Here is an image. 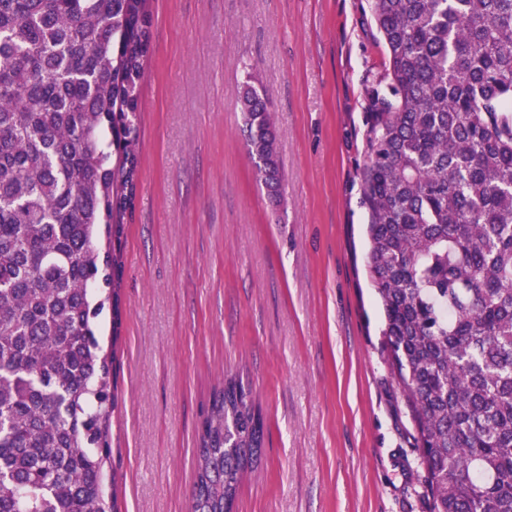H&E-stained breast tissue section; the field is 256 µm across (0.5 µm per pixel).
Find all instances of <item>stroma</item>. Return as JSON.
Instances as JSON below:
<instances>
[{
  "mask_svg": "<svg viewBox=\"0 0 512 512\" xmlns=\"http://www.w3.org/2000/svg\"><path fill=\"white\" fill-rule=\"evenodd\" d=\"M140 172L126 226L111 464L120 512H191L198 432L225 374L265 426L236 512H427L413 424L366 273L368 0H151ZM272 102L278 197L238 93Z\"/></svg>",
  "mask_w": 512,
  "mask_h": 512,
  "instance_id": "1",
  "label": "stroma"
}]
</instances>
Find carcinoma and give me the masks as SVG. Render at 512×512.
<instances>
[{"label":"carcinoma","mask_w":512,"mask_h":512,"mask_svg":"<svg viewBox=\"0 0 512 512\" xmlns=\"http://www.w3.org/2000/svg\"><path fill=\"white\" fill-rule=\"evenodd\" d=\"M149 0H0V512H117L104 467ZM368 276L428 512H512V0H370ZM280 184L267 94L240 95ZM192 512H232L264 424L239 378L204 419Z\"/></svg>","instance_id":"cac0c4a2"}]
</instances>
